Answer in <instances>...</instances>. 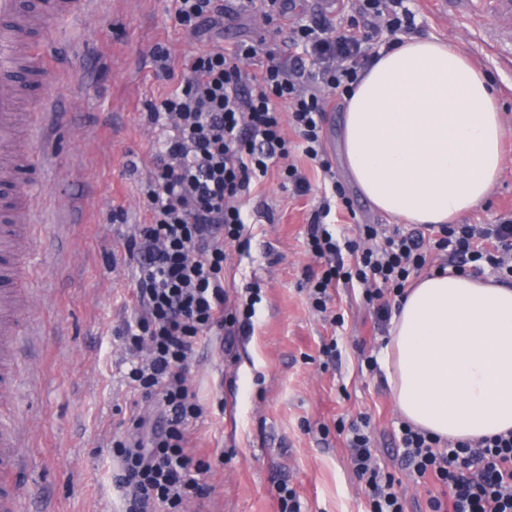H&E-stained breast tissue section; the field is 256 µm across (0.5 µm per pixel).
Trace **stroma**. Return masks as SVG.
<instances>
[{
	"mask_svg": "<svg viewBox=\"0 0 512 512\" xmlns=\"http://www.w3.org/2000/svg\"><path fill=\"white\" fill-rule=\"evenodd\" d=\"M419 35L453 43L492 78L503 114L506 164L488 198L464 215L466 224H495L512 217V44H492L496 24L486 6L461 14L437 12L434 0H409ZM172 0H103L94 15L51 29L53 82L46 93L62 104L54 138L61 168L37 181L46 201L65 209L66 222L44 234L33 250L40 278L29 294L41 326L40 341L27 342L17 368L30 385L0 393V409L25 417L31 427L24 450L28 470L14 485L36 512H123L112 484L118 461L110 442L131 414L157 415L128 386L131 354L116 331L134 313V271L123 262L125 242L146 223L140 187L149 177L165 128L143 118L150 100L174 91L193 55L211 34L193 37L173 19ZM276 9L224 21L225 43H260L262 52L288 61ZM170 56L173 73L158 75L154 46ZM342 113H326L323 150L345 191L332 215L337 235L357 239L362 224L395 227L374 211L346 174L340 143ZM291 163L313 191L294 195L277 170L261 190L272 222L247 224V242L227 248L224 286L244 289L258 281L259 300L250 329L199 341L190 381L207 409L190 432L196 453L214 464L212 488L199 508L186 512H278L276 487L286 482L302 500V512H369V489L352 466L341 427L367 419L374 460L392 474L406 512H428L435 487L400 462L402 418L390 395L381 351L386 335L360 288H337L330 303L343 321L332 324L315 311L304 279L319 268L306 240L309 213L322 193L320 172L301 154ZM126 221L109 223L115 208ZM335 344L327 362L325 345Z\"/></svg>",
	"mask_w": 512,
	"mask_h": 512,
	"instance_id": "stroma-1",
	"label": "stroma"
}]
</instances>
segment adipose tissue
<instances>
[{
    "mask_svg": "<svg viewBox=\"0 0 512 512\" xmlns=\"http://www.w3.org/2000/svg\"><path fill=\"white\" fill-rule=\"evenodd\" d=\"M347 171L377 211L450 224L505 164L485 74L454 45L408 38L381 52L343 108ZM382 360L411 425L443 439L512 430V285L437 270L402 296Z\"/></svg>",
    "mask_w": 512,
    "mask_h": 512,
    "instance_id": "obj_1",
    "label": "adipose tissue"
}]
</instances>
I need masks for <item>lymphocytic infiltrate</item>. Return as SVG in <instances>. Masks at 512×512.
I'll return each instance as SVG.
<instances>
[{"instance_id":"obj_1","label":"lymphocytic infiltrate","mask_w":512,"mask_h":512,"mask_svg":"<svg viewBox=\"0 0 512 512\" xmlns=\"http://www.w3.org/2000/svg\"><path fill=\"white\" fill-rule=\"evenodd\" d=\"M224 11V0H174L176 22L193 37L223 24ZM356 12L333 38L331 18L303 24L282 7L281 26L299 56L253 72L244 63L257 56L258 45H213L187 63L181 87L144 115L168 135L142 188L149 221L125 245V260L135 270V315L117 335L134 354L129 383L159 406L160 417L151 423L132 414L127 430L112 440L120 461L112 483L125 512H182L186 503L211 493L204 480L211 465L189 448L192 426L207 414L190 383L189 364L201 337L233 333L252 318L251 304H239L224 288V243L241 240L246 203H254L258 217L271 219L268 205L252 202L251 195L272 166L282 165L294 194L310 192L309 179L288 161L293 150L329 171L322 86L352 88L377 57L373 41L384 40L390 50L418 32L406 0H359ZM288 125L295 140L284 133ZM331 211L330 198L320 196L307 223L310 250L323 262L307 277L319 312H327L332 290L344 283L362 288L378 316H385L386 292L403 295L426 264L428 240L455 269L484 262L512 276L510 220L389 233L364 224L355 242L337 238L327 222ZM347 254L353 258L348 265ZM349 432L351 462L369 487L370 512H405L392 480L375 465L364 425L351 424ZM400 444L405 467L448 492L447 499L430 498L431 512H512V431L446 441L405 423Z\"/></svg>"}]
</instances>
